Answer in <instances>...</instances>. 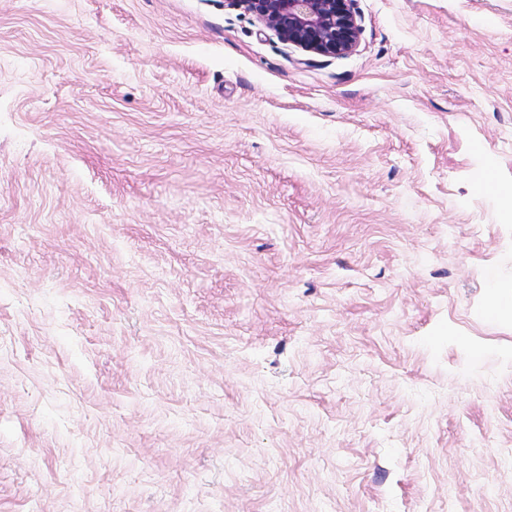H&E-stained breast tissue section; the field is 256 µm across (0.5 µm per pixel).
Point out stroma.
<instances>
[{
	"label": "stroma",
	"mask_w": 512,
	"mask_h": 512,
	"mask_svg": "<svg viewBox=\"0 0 512 512\" xmlns=\"http://www.w3.org/2000/svg\"><path fill=\"white\" fill-rule=\"evenodd\" d=\"M0 0V512H512V0ZM262 21L283 41L324 57H341L360 44L353 0H225Z\"/></svg>",
	"instance_id": "obj_1"
}]
</instances>
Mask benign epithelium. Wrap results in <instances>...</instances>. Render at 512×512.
Instances as JSON below:
<instances>
[{
    "instance_id": "benign-epithelium-1",
    "label": "benign epithelium",
    "mask_w": 512,
    "mask_h": 512,
    "mask_svg": "<svg viewBox=\"0 0 512 512\" xmlns=\"http://www.w3.org/2000/svg\"><path fill=\"white\" fill-rule=\"evenodd\" d=\"M262 21L284 42L324 57H341L360 44L353 0H225Z\"/></svg>"
}]
</instances>
